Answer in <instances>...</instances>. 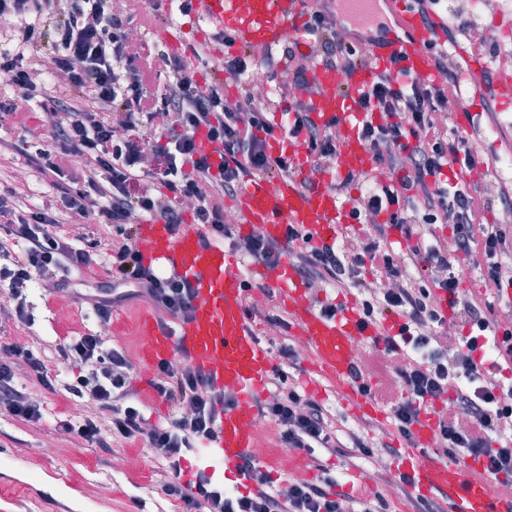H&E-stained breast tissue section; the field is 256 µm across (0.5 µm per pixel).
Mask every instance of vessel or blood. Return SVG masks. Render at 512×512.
Instances as JSON below:
<instances>
[{"instance_id": "obj_1", "label": "vessel or blood", "mask_w": 512, "mask_h": 512, "mask_svg": "<svg viewBox=\"0 0 512 512\" xmlns=\"http://www.w3.org/2000/svg\"><path fill=\"white\" fill-rule=\"evenodd\" d=\"M192 4L195 17L214 33L229 32L235 49L242 50L275 47L287 28L301 32L311 0H251L243 11L235 0H192ZM336 10L344 20L359 18L365 23V33L352 43L368 57L348 72L321 68L315 73L318 91L310 108L317 123L336 124V172H313L300 140L272 139L274 153L288 155L298 171L289 177L246 178L235 204L242 231L281 242L291 226L316 245L348 234L354 225L352 204L336 193L333 181L374 167L359 135L360 125L371 119L370 113L356 109L359 90L395 62L422 78L436 73L430 44L441 27L426 25L411 0H336ZM160 37L182 54L187 68H194L195 55L180 31L167 29ZM459 83L474 98L512 101V85L488 78L479 56L466 55ZM136 248L144 265H166L193 288L192 310L187 318L176 320L173 329L162 327L150 311L137 316L140 368L152 373L179 350L216 389L233 391L234 403L219 413L215 437L204 457L213 468L236 469L258 446L256 403L275 368V359L248 314L240 260L223 240H204L194 224L175 232L159 220L144 222L137 227ZM262 276L278 292L291 336L304 346V368L314 377L310 391L329 384L357 418L388 429V411L370 393L368 383L356 376L360 354L355 345L387 335L389 322L361 326L351 302L336 316L324 315L289 264L263 269ZM436 441L437 421L425 414L402 443L397 468L412 477L409 498L435 499L444 512H512V498L500 496L491 477L475 478V466L433 454Z\"/></svg>"}]
</instances>
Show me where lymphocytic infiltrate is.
<instances>
[{"instance_id": "lymphocytic-infiltrate-1", "label": "lymphocytic infiltrate", "mask_w": 512, "mask_h": 512, "mask_svg": "<svg viewBox=\"0 0 512 512\" xmlns=\"http://www.w3.org/2000/svg\"><path fill=\"white\" fill-rule=\"evenodd\" d=\"M162 13L163 0H151L140 10L115 7L112 0H0V18L7 20L14 42L13 49L0 51V75L18 91L15 100L0 101V121L36 107L47 118L44 135L35 140L0 139V173L14 176L15 160L24 159L48 178L56 195L53 203L38 206L26 192L0 189V284L7 285L14 303L10 318L32 323L29 291L46 279L56 291H68L71 273L89 269L101 252L110 256L111 283L87 297L101 323H109L115 308L133 298L146 299L166 318L186 317L192 309L190 283L144 266L133 227L160 220L176 231L193 220L204 237L230 239L253 262L274 267L287 257L306 283L357 292L363 322L401 317L398 334L385 337L377 349L384 369L396 371L401 380L398 387L378 390L395 430L409 436L421 413L436 407L443 456L482 461L484 473L499 477L502 492L512 493V409L501 404L504 394H512L507 378L512 333L498 334L486 316L490 302L483 293L462 289L454 272L458 261L479 259L488 286H511L512 225L489 223L492 199L480 184L456 175L486 160L443 120L459 105L448 94L458 81L448 67L453 33L432 44L437 78L386 70L359 92L358 111L379 117L360 127V137L388 178L351 173L337 180L340 193L359 187L356 216L371 229L342 245L315 246L293 228L282 243L253 233L235 236L223 202L238 193L244 176L293 174L291 159L269 150L275 135L269 113L285 112L288 134L305 144L313 170L335 159V123L320 125L310 115L315 73L352 69L364 55L337 28L329 8H312L303 31L312 44L308 53L234 51L231 37L222 35L228 49L225 84L218 87L198 82L180 56L131 38L135 16L148 21ZM258 67L274 82V93L259 96L244 87L246 75ZM230 83L242 88L238 100L225 91ZM158 119L163 130L148 150L128 139L129 131ZM201 132L215 144V154L198 147ZM148 152L158 166H146ZM77 154L84 158L79 167L73 164ZM155 176L161 193L133 195L135 186ZM69 224H98L114 233L82 246L66 232ZM396 227L408 239L402 255L389 243ZM367 267L386 279L388 288L367 283L362 276ZM439 289L448 294L452 317H445L435 302ZM451 322L469 330L453 364L447 363L448 346L438 336ZM482 335L497 339L496 359L489 365L480 353ZM55 352L61 363L76 368L74 377L61 378L16 344H0V412L40 422L43 404L28 382L47 390L63 387L93 404L97 413L59 420L58 430L104 451L116 441H145L168 470L164 495L179 500L184 512H385L381 493L366 488L334 493L328 478L272 487L250 456L239 467L249 482L245 491L225 492L203 470L183 480L186 454L213 440L218 411L231 404V397L215 390L187 357L161 363L155 390L180 411L167 425H149L140 413L141 400L131 384L133 364L124 350L84 333L57 344ZM279 352L271 389L258 400L257 411L275 425L280 442L328 453L346 446L371 455L365 436L339 430L324 405L301 390L293 346L281 345ZM450 397L455 400L451 410L443 406Z\"/></svg>"}]
</instances>
